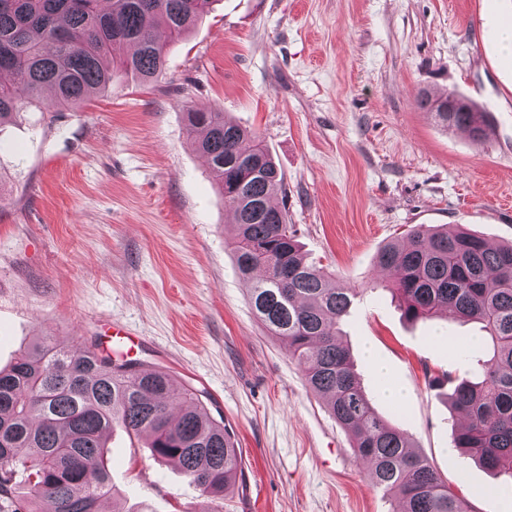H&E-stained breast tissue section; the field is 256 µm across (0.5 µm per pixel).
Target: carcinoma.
<instances>
[{
    "label": "carcinoma",
    "mask_w": 512,
    "mask_h": 512,
    "mask_svg": "<svg viewBox=\"0 0 512 512\" xmlns=\"http://www.w3.org/2000/svg\"><path fill=\"white\" fill-rule=\"evenodd\" d=\"M212 2L111 0L104 9L101 0H0V75L9 77L0 80V125L26 105L70 111L117 70L158 79L168 47ZM460 99L462 109L442 112L448 92L425 90L418 104L442 127L483 139L484 106ZM187 127L233 213L230 246L257 320L325 398L371 480L405 505L402 512H470L368 399L340 339L341 321L363 291L337 287L306 262L288 211L273 203L283 178L261 138L211 109L189 110ZM375 264L407 320L444 315L481 324L483 345L459 351L466 376L444 372L428 384L448 382V402L465 418L455 450L512 474V243L491 246L461 224H418L406 241L385 244ZM115 426L149 436L152 456L175 463L206 497L201 512H220L214 503L238 470L224 420L194 391H177L165 371L45 341L0 369V512H100L113 494L105 437Z\"/></svg>",
    "instance_id": "1"
}]
</instances>
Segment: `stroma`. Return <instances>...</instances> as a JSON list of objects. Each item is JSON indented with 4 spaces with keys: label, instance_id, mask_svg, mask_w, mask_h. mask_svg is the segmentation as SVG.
Segmentation results:
<instances>
[{
    "label": "stroma",
    "instance_id": "35a3bbf8",
    "mask_svg": "<svg viewBox=\"0 0 512 512\" xmlns=\"http://www.w3.org/2000/svg\"><path fill=\"white\" fill-rule=\"evenodd\" d=\"M511 19L512 0H214L158 81L118 75L54 118L24 109L0 127V368L37 339L107 350L120 323L140 362L233 435L223 512H398L253 314L232 215L186 130L187 109H220L267 145L306 260L363 289L341 339L374 407L472 512H512V479L453 451L447 390L428 384L465 372L437 337L477 338L479 324L408 321L372 286L378 249L416 224L512 242V63L498 41ZM448 89L487 108L482 142L419 106L420 91ZM388 380L402 404L382 398ZM107 445L120 512H201L200 491L146 437L117 427Z\"/></svg>",
    "mask_w": 512,
    "mask_h": 512
}]
</instances>
